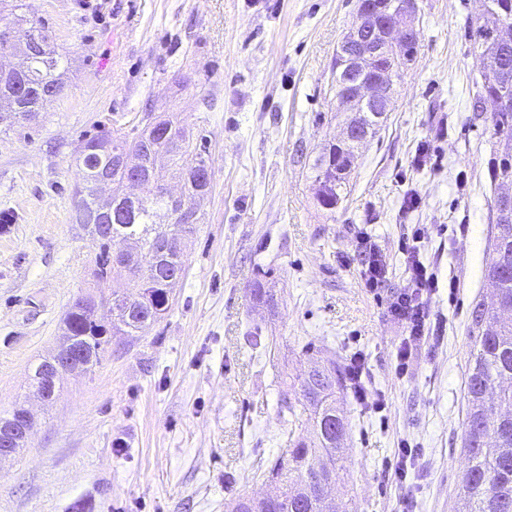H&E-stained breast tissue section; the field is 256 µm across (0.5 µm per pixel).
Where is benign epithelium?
Listing matches in <instances>:
<instances>
[{"label": "benign epithelium", "instance_id": "1", "mask_svg": "<svg viewBox=\"0 0 512 512\" xmlns=\"http://www.w3.org/2000/svg\"><path fill=\"white\" fill-rule=\"evenodd\" d=\"M417 0H358L356 18L336 46L337 63L331 92L338 110L349 114L336 138V146L366 141L381 125L394 105L395 82L418 57L416 28ZM390 67L379 68L380 61ZM480 106L491 112L512 107V91L506 87L484 94ZM72 340L65 341L56 354L38 364L37 376L52 384L65 372L83 370ZM33 427V418L17 408L8 423L0 424V459L12 457Z\"/></svg>", "mask_w": 512, "mask_h": 512}]
</instances>
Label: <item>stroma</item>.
<instances>
[{"label":"stroma","mask_w":512,"mask_h":512,"mask_svg":"<svg viewBox=\"0 0 512 512\" xmlns=\"http://www.w3.org/2000/svg\"><path fill=\"white\" fill-rule=\"evenodd\" d=\"M482 0H418L420 51L395 83L392 112L363 143L350 189L322 208L310 166L345 113L330 90L336 45L356 0H23L65 56L64 91L30 124L0 131V414L26 405L36 425L0 461V512H230L269 486L251 479L301 431L279 412L307 347L346 365L365 358L385 411L338 393L346 424L336 501L347 512H401L397 443L418 445L414 512H455L463 450L471 312L486 298L490 115L477 109L483 62L469 37ZM173 117L206 147L202 217L183 240L185 270L164 319L113 338L90 373L62 375L53 400L30 394L78 297L97 294L89 235L76 221L81 142ZM417 206H409L411 195ZM441 277L445 318L407 376L388 300L407 283L403 237ZM369 235L389 276L363 285ZM278 306L250 294L259 270ZM261 330L274 354L249 337Z\"/></svg>","instance_id":"1"}]
</instances>
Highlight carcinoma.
<instances>
[{"mask_svg":"<svg viewBox=\"0 0 512 512\" xmlns=\"http://www.w3.org/2000/svg\"><path fill=\"white\" fill-rule=\"evenodd\" d=\"M18 38H39L41 46L26 67L15 71L0 63V126L22 125L36 117L49 100L45 88L62 83L64 61L50 46L45 27L27 20L16 28ZM480 52L493 58L485 69L482 92L492 93L498 85L512 84V44L499 45L485 39L474 41ZM497 141L490 160L492 178L512 179V108L491 115ZM163 150L170 161L164 170L154 165V154ZM110 152L128 156L139 163L143 178L155 184L172 176L182 183L181 202L185 210L171 205L162 191L137 196L126 191V172L109 166L103 174L112 183V238L95 235L102 206L97 200L98 155ZM355 147L333 155L332 161L320 156L313 170L320 204L336 207L347 189L349 175L344 173ZM78 161L84 166L82 185L74 190L79 206L87 217L83 228L98 247V281H112V322L103 324L91 316L93 299L80 297L70 306L64 319L65 335L73 339L84 355L90 372L103 359L114 336H137L159 321L172 306L170 279L184 271L178 240L193 234L201 216L195 199L207 193L209 185L200 184L195 172L207 166L202 150L192 134L173 118L155 120L139 132L103 131L86 139ZM491 241L492 258L486 264L485 277L494 285L490 302L478 303L472 313V333L476 334L470 351L465 381L467 400L464 422V449L469 465L461 476L460 505L456 512H512V214H499ZM135 241L127 257L113 262V244ZM254 301L270 308L277 305L272 289L258 279L251 288ZM347 374L336 363H320L300 382L314 439L301 437L292 448L271 461L258 465L253 477L277 485L278 493L262 499L239 497L232 512H336L330 498L336 482V453L345 435V422L336 408V386L346 382ZM280 411L292 420L300 419L297 408L280 400Z\"/></svg>","mask_w":512,"mask_h":512,"instance_id":"carcinoma-1","label":"carcinoma"}]
</instances>
